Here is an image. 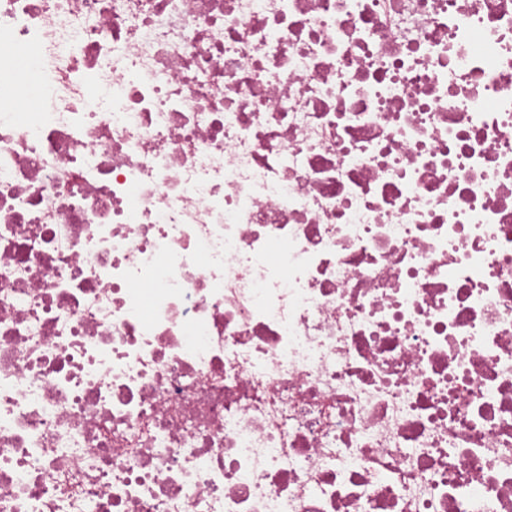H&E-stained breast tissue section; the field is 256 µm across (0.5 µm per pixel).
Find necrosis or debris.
Here are the masks:
<instances>
[{"instance_id": "obj_1", "label": "necrosis or debris", "mask_w": 512, "mask_h": 512, "mask_svg": "<svg viewBox=\"0 0 512 512\" xmlns=\"http://www.w3.org/2000/svg\"><path fill=\"white\" fill-rule=\"evenodd\" d=\"M0 512H512V0H0Z\"/></svg>"}]
</instances>
